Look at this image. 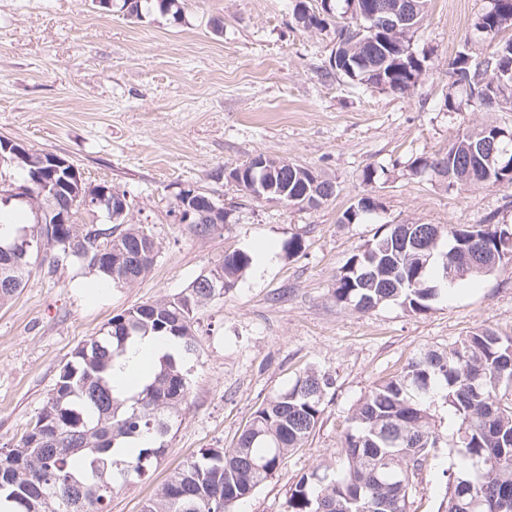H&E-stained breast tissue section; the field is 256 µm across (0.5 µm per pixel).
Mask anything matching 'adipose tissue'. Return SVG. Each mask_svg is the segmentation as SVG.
<instances>
[{
	"mask_svg": "<svg viewBox=\"0 0 512 512\" xmlns=\"http://www.w3.org/2000/svg\"><path fill=\"white\" fill-rule=\"evenodd\" d=\"M177 340L146 336L132 343L126 355L112 367V386L122 394L136 393L168 355L179 356Z\"/></svg>",
	"mask_w": 512,
	"mask_h": 512,
	"instance_id": "adipose-tissue-1",
	"label": "adipose tissue"
}]
</instances>
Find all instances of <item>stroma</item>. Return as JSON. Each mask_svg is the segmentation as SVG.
Masks as SVG:
<instances>
[{"mask_svg": "<svg viewBox=\"0 0 512 512\" xmlns=\"http://www.w3.org/2000/svg\"><path fill=\"white\" fill-rule=\"evenodd\" d=\"M320 0H181L173 22L157 4L142 19L92 0H0V137L59 155L91 185L125 192L127 220L159 244L150 272L131 286L92 287L96 274L36 260L27 284L0 307V448L14 447L45 405L72 351L113 316L184 292L226 252H257L234 288L197 310V350L185 359L189 394L164 455L138 483L113 493L107 512L142 506L185 461L234 447L253 411L304 371H331L334 387L303 447L228 512H286L289 489L335 465L349 416L368 390L428 347L469 331L512 336V265L473 277L422 314L387 302L364 313L336 305L335 279L384 224H512V186L448 189L413 163L445 151L465 121L512 127V104H470L450 67L490 53L473 30L488 0H430L411 39L425 57L415 88L400 94L328 72L333 31L293 16ZM455 97L448 111L447 95ZM313 168L336 192L316 208L255 198L226 171L256 155ZM377 171L365 182L366 169ZM207 194L227 217L194 235L177 223L181 189ZM377 209L353 224L362 197ZM299 238L300 252L283 244ZM441 467L419 476L410 512H442Z\"/></svg>", "mask_w": 512, "mask_h": 512, "instance_id": "35a3bbf8", "label": "stroma"}]
</instances>
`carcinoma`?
Listing matches in <instances>:
<instances>
[{
    "label": "carcinoma",
    "mask_w": 512,
    "mask_h": 512,
    "mask_svg": "<svg viewBox=\"0 0 512 512\" xmlns=\"http://www.w3.org/2000/svg\"><path fill=\"white\" fill-rule=\"evenodd\" d=\"M321 0L318 12L299 8L295 20L306 29L328 28L340 35L330 58L331 72L360 84L385 85L404 93L425 72L412 51L414 31L386 42L357 47L370 38L359 29L369 26L364 11L375 0ZM512 26V0H489L473 24L484 40L495 42ZM452 69L465 78L468 97L480 106L487 97H512V39L495 42L485 68L474 71L465 55ZM497 126L473 123L465 127L448 151L431 159L419 158L415 170L436 176L458 168L470 169L468 184L448 181L458 192L500 186V176L486 169L482 145ZM0 138V169L17 166L24 173L30 200L13 199L11 185L0 181V213L26 205L40 225L33 232L19 228L13 240L0 243V306L26 284L33 257L52 246V266L77 264L107 281L130 286L149 273L159 246L141 224L89 228L73 219L69 224L47 223V187L67 193L65 172L51 176L44 153ZM308 167L293 164L277 174L276 190L290 206L305 191L324 192V184L301 183ZM388 224L369 241L377 255L369 264L365 251L353 253L336 276L332 297L340 307L365 312L386 301L422 313L444 290L497 268L495 253L506 224H415L414 243L397 235ZM244 250L224 254V261L199 275L185 293L144 303L115 315L97 335L78 345L61 368L50 396L35 421L14 448H0V512H105L112 494L141 480L166 448V437L189 382L180 360L167 356L150 381L132 397L114 392L113 363L127 343L147 335L171 336L181 354L195 350V311L217 296L205 282L213 274L234 287L252 265ZM335 379L328 371L309 370L286 390L269 397L251 415L232 448H209L186 461L144 502L142 512H227L250 497L271 478L288 452L299 448L316 428L322 403ZM448 409L451 440L443 443L433 424L432 410ZM448 447L452 462L447 477L444 512H512V336L477 329L444 349L421 351L397 375L369 390L355 405L338 463L301 477L287 502L286 512H410L414 480L440 462Z\"/></svg>",
    "instance_id": "1"
}]
</instances>
